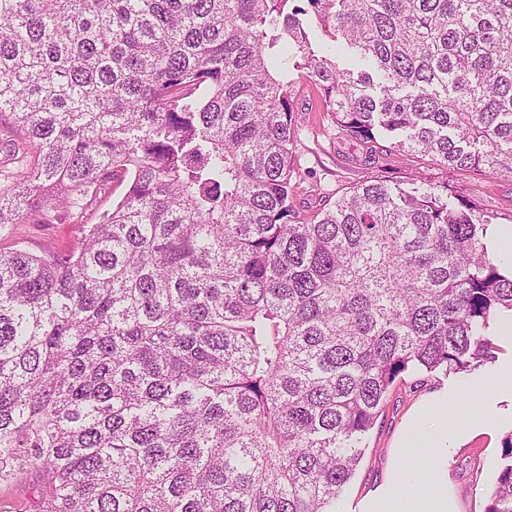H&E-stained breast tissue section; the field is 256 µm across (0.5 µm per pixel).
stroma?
<instances>
[{
    "instance_id": "35a3bbf8",
    "label": "stroma",
    "mask_w": 512,
    "mask_h": 512,
    "mask_svg": "<svg viewBox=\"0 0 512 512\" xmlns=\"http://www.w3.org/2000/svg\"><path fill=\"white\" fill-rule=\"evenodd\" d=\"M293 100L300 137L294 150L296 166L293 204L298 221L313 218L338 194L363 182L367 169L348 162V155L359 152L356 140L342 136L314 82L294 74ZM380 162L401 177L421 170L433 180H447L454 192L474 202L494 217L496 223L512 222V177L491 172L447 173L429 162H409L380 140ZM126 183L109 182L93 196L84 209L63 213L49 224L21 219L12 225L8 236L0 237L1 250H25L34 253L67 249L81 226L99 223L123 196ZM494 358L478 369L464 373L431 374L406 372L390 389L377 417L366 433L364 456L353 477L336 502V512H367L372 493L392 470L410 466L418 449L398 454L402 433L415 423L419 404L429 395L448 391V418L457 420L469 407H481L488 423L485 428L461 433L450 450L448 493L457 512H485L486 491L507 461L505 441L512 436V387L495 384L496 367L512 363V335L494 339ZM43 482L39 471H30L19 483H0V512H33L34 495Z\"/></svg>"
}]
</instances>
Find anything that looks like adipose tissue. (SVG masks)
Instances as JSON below:
<instances>
[{"instance_id":"1","label":"adipose tissue","mask_w":512,"mask_h":512,"mask_svg":"<svg viewBox=\"0 0 512 512\" xmlns=\"http://www.w3.org/2000/svg\"><path fill=\"white\" fill-rule=\"evenodd\" d=\"M426 412L435 415L434 425L422 433L407 431L399 446L413 447L416 439H423L434 459L432 476L425 490L417 496H405L401 490L403 473L390 477L376 493L371 503L372 512H453L448 499V451L454 437L463 431H474L484 427L485 419L480 411L472 410L457 422L448 420V396L435 394L425 402Z\"/></svg>"}]
</instances>
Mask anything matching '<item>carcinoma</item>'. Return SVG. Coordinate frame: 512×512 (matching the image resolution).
Returning <instances> with one entry per match:
<instances>
[{"label":"carcinoma","instance_id":"cac0c4a2","mask_svg":"<svg viewBox=\"0 0 512 512\" xmlns=\"http://www.w3.org/2000/svg\"><path fill=\"white\" fill-rule=\"evenodd\" d=\"M293 70L371 169L306 223ZM0 112L34 152L3 236L129 176L65 252L0 250V481L40 470L36 512H334L400 374L494 359L491 217L375 144L512 177V0H0ZM378 143V147L380 148L378 150L380 151V164L396 173L394 176L406 177L415 171H424L427 177H431L435 181H442V179L444 180L446 178L445 172L438 169L436 166L430 165V162L421 161L419 165H417V163L408 162L405 157L390 149L389 141L378 139ZM381 150H383L382 153Z\"/></svg>","mask_w":512,"mask_h":512}]
</instances>
